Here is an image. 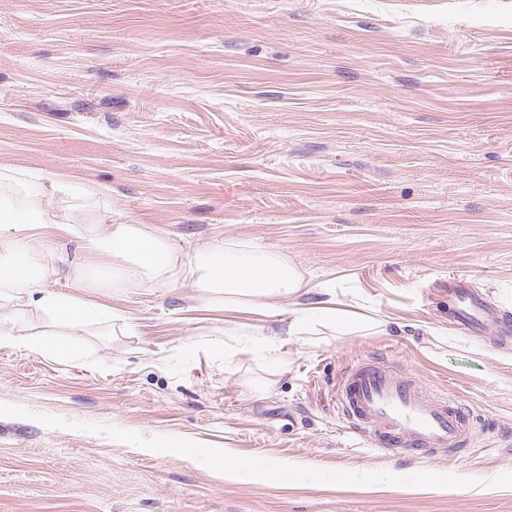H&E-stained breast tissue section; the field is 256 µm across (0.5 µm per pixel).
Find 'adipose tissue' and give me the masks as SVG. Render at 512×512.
Masks as SVG:
<instances>
[{
	"instance_id": "obj_1",
	"label": "adipose tissue",
	"mask_w": 512,
	"mask_h": 512,
	"mask_svg": "<svg viewBox=\"0 0 512 512\" xmlns=\"http://www.w3.org/2000/svg\"><path fill=\"white\" fill-rule=\"evenodd\" d=\"M67 184H0V298L37 304L55 322L79 328L95 320L88 301L54 290L60 279L76 286L94 281L104 289L169 286L179 277L191 279L208 299L226 307L256 304L301 295L307 281L282 254L237 243L215 241L206 248L178 252L159 229L129 220L58 215L56 199L68 194ZM93 246L107 253L109 267L92 272L69 255V245Z\"/></svg>"
}]
</instances>
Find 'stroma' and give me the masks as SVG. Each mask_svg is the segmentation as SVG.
<instances>
[{
    "instance_id": "35a3bbf8",
    "label": "stroma",
    "mask_w": 512,
    "mask_h": 512,
    "mask_svg": "<svg viewBox=\"0 0 512 512\" xmlns=\"http://www.w3.org/2000/svg\"><path fill=\"white\" fill-rule=\"evenodd\" d=\"M0 173L309 283L266 313L85 288L80 329L26 307L81 355L0 347V512H512V346L448 322L452 277L512 314V0H0ZM328 299L383 331L289 334ZM377 357L473 443L355 437L339 381Z\"/></svg>"
}]
</instances>
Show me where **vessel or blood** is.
Returning <instances> with one entry per match:
<instances>
[{
  "label": "vessel or blood",
  "mask_w": 512,
  "mask_h": 512,
  "mask_svg": "<svg viewBox=\"0 0 512 512\" xmlns=\"http://www.w3.org/2000/svg\"><path fill=\"white\" fill-rule=\"evenodd\" d=\"M448 295V318L457 329L512 339V319L487 294L453 277ZM338 402L350 429L387 456L446 453L471 442L472 428L456 399L426 390L412 374L380 360L352 366L338 387Z\"/></svg>",
  "instance_id": "vessel-or-blood-1"
}]
</instances>
